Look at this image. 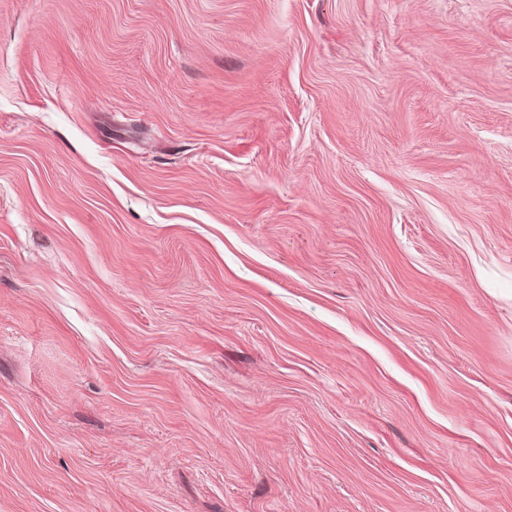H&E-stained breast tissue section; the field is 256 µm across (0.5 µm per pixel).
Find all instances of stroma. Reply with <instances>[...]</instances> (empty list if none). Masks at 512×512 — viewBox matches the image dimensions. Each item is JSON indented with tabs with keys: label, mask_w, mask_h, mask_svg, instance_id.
<instances>
[{
	"label": "stroma",
	"mask_w": 512,
	"mask_h": 512,
	"mask_svg": "<svg viewBox=\"0 0 512 512\" xmlns=\"http://www.w3.org/2000/svg\"><path fill=\"white\" fill-rule=\"evenodd\" d=\"M0 512H512V0H0Z\"/></svg>",
	"instance_id": "35a3bbf8"
}]
</instances>
